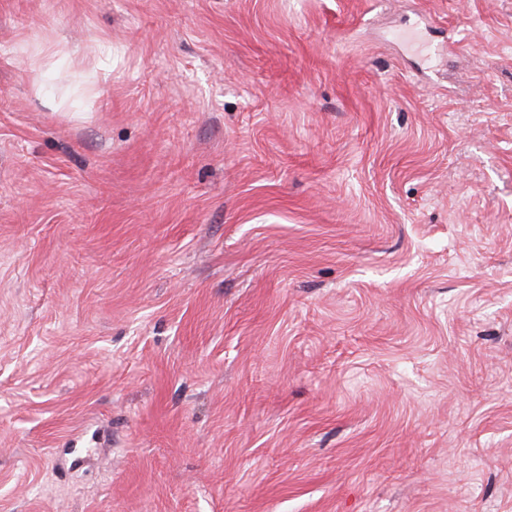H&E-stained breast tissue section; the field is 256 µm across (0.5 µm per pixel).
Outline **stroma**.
<instances>
[{"mask_svg": "<svg viewBox=\"0 0 512 512\" xmlns=\"http://www.w3.org/2000/svg\"><path fill=\"white\" fill-rule=\"evenodd\" d=\"M0 512H512V0H0Z\"/></svg>", "mask_w": 512, "mask_h": 512, "instance_id": "1", "label": "stroma"}]
</instances>
